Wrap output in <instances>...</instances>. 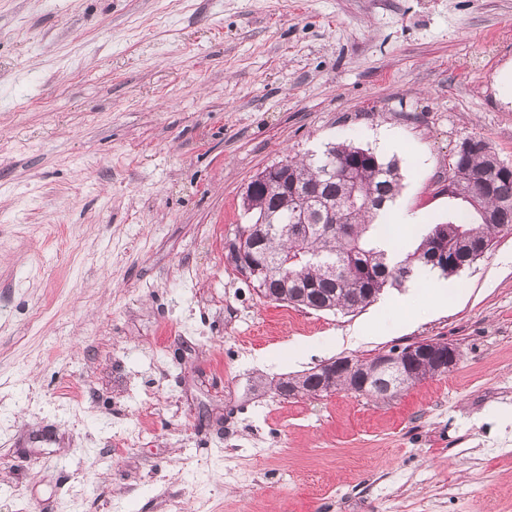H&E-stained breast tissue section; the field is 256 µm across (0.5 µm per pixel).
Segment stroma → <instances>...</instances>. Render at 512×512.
<instances>
[{
	"instance_id": "obj_1",
	"label": "stroma",
	"mask_w": 512,
	"mask_h": 512,
	"mask_svg": "<svg viewBox=\"0 0 512 512\" xmlns=\"http://www.w3.org/2000/svg\"><path fill=\"white\" fill-rule=\"evenodd\" d=\"M474 137L512 163V0H0V512H512V232L442 309L227 256L256 173L344 142L410 242ZM422 339L460 361L393 399L275 390Z\"/></svg>"
}]
</instances>
